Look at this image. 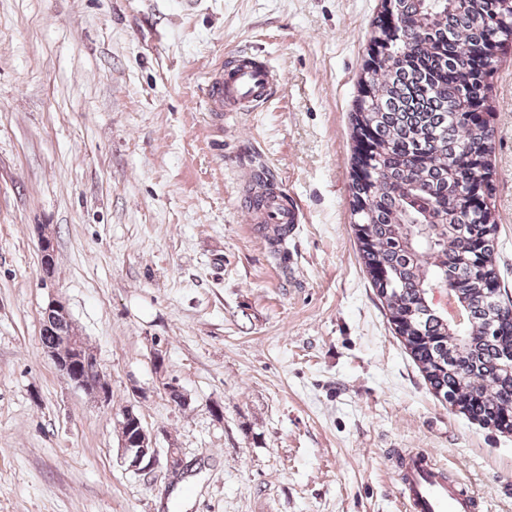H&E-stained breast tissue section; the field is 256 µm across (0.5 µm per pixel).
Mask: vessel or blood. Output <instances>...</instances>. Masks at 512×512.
I'll return each instance as SVG.
<instances>
[{
  "mask_svg": "<svg viewBox=\"0 0 512 512\" xmlns=\"http://www.w3.org/2000/svg\"><path fill=\"white\" fill-rule=\"evenodd\" d=\"M281 78L262 60L241 54L220 66L205 91L208 111L224 107L266 102L277 90ZM253 223L296 228L297 208L273 200L264 212L253 215ZM400 497L404 512H475L476 499L468 489L453 480L445 464L430 453L416 449L405 453L399 466Z\"/></svg>",
  "mask_w": 512,
  "mask_h": 512,
  "instance_id": "vessel-or-blood-1",
  "label": "vessel or blood"
}]
</instances>
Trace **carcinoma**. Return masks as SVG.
Here are the masks:
<instances>
[{
  "mask_svg": "<svg viewBox=\"0 0 512 512\" xmlns=\"http://www.w3.org/2000/svg\"><path fill=\"white\" fill-rule=\"evenodd\" d=\"M371 42L391 43L353 113L352 215L366 273L435 394L468 418L512 432V307L491 295L496 222L489 205L496 51L512 40L501 0H393ZM480 110L477 118L471 107ZM480 188L484 207L471 210ZM447 286L465 303L458 327L431 302Z\"/></svg>",
  "mask_w": 512,
  "mask_h": 512,
  "instance_id": "obj_1",
  "label": "carcinoma"
}]
</instances>
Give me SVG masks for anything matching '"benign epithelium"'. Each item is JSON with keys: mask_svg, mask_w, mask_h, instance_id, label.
I'll return each instance as SVG.
<instances>
[{"mask_svg": "<svg viewBox=\"0 0 512 512\" xmlns=\"http://www.w3.org/2000/svg\"><path fill=\"white\" fill-rule=\"evenodd\" d=\"M41 247V272L44 278L53 276L55 269V248L51 235H43ZM70 322V312L67 304L58 298L48 301L42 310L41 333H52L59 337L57 347L45 348V353L53 361L57 370L76 388L103 403L112 401L111 390L101 386L105 382L97 354L89 347L85 337L67 328ZM152 364L162 388L169 393L178 389L174 382L165 379V358L159 353H153ZM124 418L131 420L137 427L136 435L121 441L122 459L126 469L136 473H151L160 466H165L167 472L178 475L186 468L182 453L176 447H168L160 452L156 437L142 424L134 413L133 405L122 409Z\"/></svg>", "mask_w": 512, "mask_h": 512, "instance_id": "1", "label": "benign epithelium"}]
</instances>
